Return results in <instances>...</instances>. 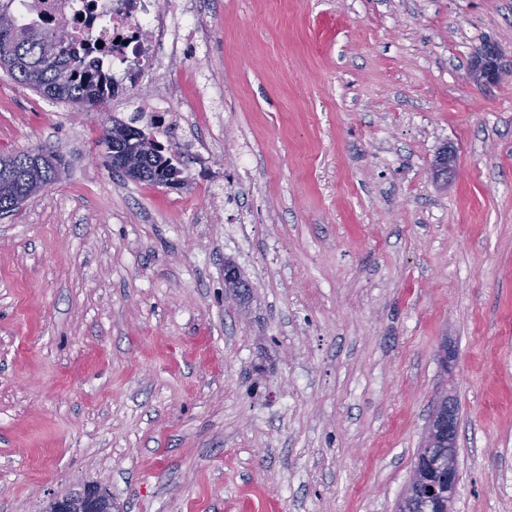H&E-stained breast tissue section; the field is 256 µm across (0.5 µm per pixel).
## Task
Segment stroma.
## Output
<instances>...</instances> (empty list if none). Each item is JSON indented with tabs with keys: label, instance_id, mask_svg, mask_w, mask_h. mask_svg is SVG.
<instances>
[{
	"label": "stroma",
	"instance_id": "1",
	"mask_svg": "<svg viewBox=\"0 0 512 512\" xmlns=\"http://www.w3.org/2000/svg\"><path fill=\"white\" fill-rule=\"evenodd\" d=\"M224 83L182 189L124 179L105 112L0 68V154L59 183L0 217V512H394L442 398L453 512H512V0H200ZM452 157L447 180L434 177ZM224 206L212 215L214 187ZM249 283L226 288V263ZM501 61V55L493 45H482L473 53L469 75L477 84L495 83L504 73ZM112 508L109 495L98 486L85 488L79 494L53 496L42 512H107Z\"/></svg>",
	"mask_w": 512,
	"mask_h": 512
}]
</instances>
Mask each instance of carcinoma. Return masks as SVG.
Instances as JSON below:
<instances>
[{
  "mask_svg": "<svg viewBox=\"0 0 512 512\" xmlns=\"http://www.w3.org/2000/svg\"><path fill=\"white\" fill-rule=\"evenodd\" d=\"M0 66L13 79L45 98L70 102L78 107L104 111L112 102V85L96 61L81 54L77 42L47 25L21 24L16 19V0H0ZM134 137L120 138L104 128L98 144L107 158L112 153L132 152L139 169L138 182L162 184L163 142L157 133L136 126V120L121 123ZM34 151L0 156V214H9L19 201L56 183L59 160L45 155V164L31 162Z\"/></svg>",
  "mask_w": 512,
  "mask_h": 512,
  "instance_id": "cac0c4a2",
  "label": "carcinoma"
}]
</instances>
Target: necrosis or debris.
I'll return each mask as SVG.
<instances>
[{
    "mask_svg": "<svg viewBox=\"0 0 512 512\" xmlns=\"http://www.w3.org/2000/svg\"><path fill=\"white\" fill-rule=\"evenodd\" d=\"M18 14L22 22L39 20L77 36L109 75L119 98L180 63L189 42L207 38L196 0H19ZM183 93L174 77L165 79L162 91L146 90L136 110L140 121L181 123L175 103Z\"/></svg>",
    "mask_w": 512,
    "mask_h": 512,
    "instance_id": "necrosis-or-debris-1",
    "label": "necrosis or debris"
}]
</instances>
